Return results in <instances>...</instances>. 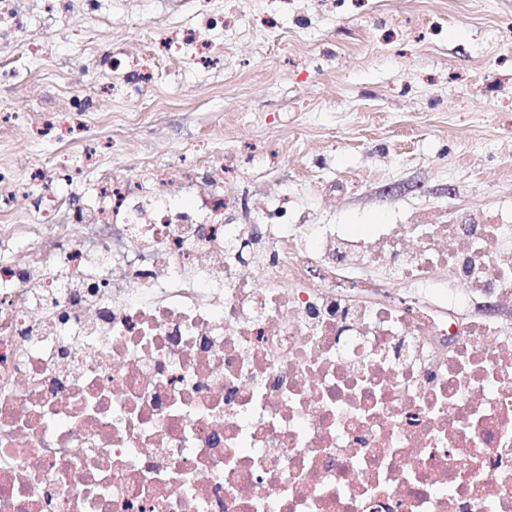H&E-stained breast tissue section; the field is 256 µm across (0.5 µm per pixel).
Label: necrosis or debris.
Returning a JSON list of instances; mask_svg holds the SVG:
<instances>
[{"label": "necrosis or debris", "mask_w": 512, "mask_h": 512, "mask_svg": "<svg viewBox=\"0 0 512 512\" xmlns=\"http://www.w3.org/2000/svg\"><path fill=\"white\" fill-rule=\"evenodd\" d=\"M97 172L0 226V512H512V220L224 221ZM55 189L67 201L70 208L80 210L85 207L93 192V183L86 171L78 174L73 182L56 184Z\"/></svg>", "instance_id": "obj_1"}]
</instances>
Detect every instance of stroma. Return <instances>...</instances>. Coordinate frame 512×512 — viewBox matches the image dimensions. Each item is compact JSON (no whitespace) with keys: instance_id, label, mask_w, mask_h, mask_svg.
Here are the masks:
<instances>
[{"instance_id":"35a3bbf8","label":"stroma","mask_w":512,"mask_h":512,"mask_svg":"<svg viewBox=\"0 0 512 512\" xmlns=\"http://www.w3.org/2000/svg\"><path fill=\"white\" fill-rule=\"evenodd\" d=\"M30 25L49 56L0 76V170L99 146L129 182L224 153V194L276 224H438L459 210L512 215V0H66ZM205 29L207 64L178 27ZM154 70L138 95L101 62Z\"/></svg>"}]
</instances>
